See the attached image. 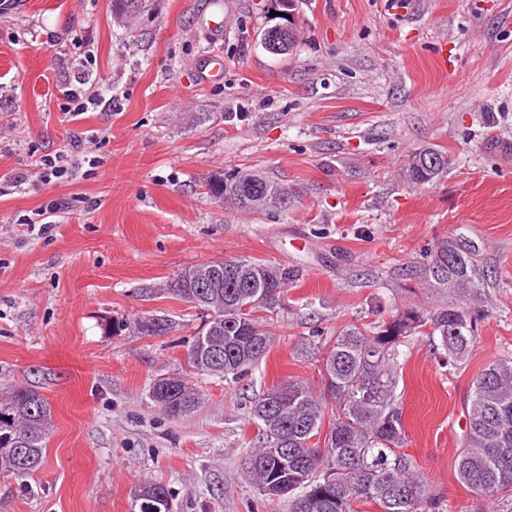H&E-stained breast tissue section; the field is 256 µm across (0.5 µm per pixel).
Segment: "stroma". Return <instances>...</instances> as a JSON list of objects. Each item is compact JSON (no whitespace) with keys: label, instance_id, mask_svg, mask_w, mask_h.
Instances as JSON below:
<instances>
[{"label":"stroma","instance_id":"stroma-1","mask_svg":"<svg viewBox=\"0 0 512 512\" xmlns=\"http://www.w3.org/2000/svg\"><path fill=\"white\" fill-rule=\"evenodd\" d=\"M223 2L217 40L210 0H149L130 27L112 0H0V388L35 385L53 416L42 469L0 475V512H130L147 479L172 512H287L244 469L252 399L287 380L322 392L302 338L430 305L422 272L445 238L486 271L485 317L460 370L427 337L404 346L407 451L444 512H512V495L479 499L454 468L473 379L512 356V0H296L283 56L261 45L268 0ZM213 53L224 74L200 83ZM82 70L113 101L72 121L64 91ZM425 147L448 170L415 185L406 164ZM46 154L76 162L71 181H30ZM244 170L297 194L253 212L210 192ZM57 203L53 230L26 231ZM240 256L296 273L260 312L272 346L241 381L196 377L204 404L167 418L149 385L180 371L202 315L147 290ZM152 314L172 333L106 329Z\"/></svg>","mask_w":512,"mask_h":512}]
</instances>
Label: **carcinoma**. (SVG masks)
<instances>
[{
    "label": "carcinoma",
    "instance_id": "carcinoma-1",
    "mask_svg": "<svg viewBox=\"0 0 512 512\" xmlns=\"http://www.w3.org/2000/svg\"><path fill=\"white\" fill-rule=\"evenodd\" d=\"M120 17H133L144 0H113ZM432 170L418 167L411 157L409 181L424 184L448 169V154L430 149ZM215 195L241 208L264 209L291 194L288 186L258 171L230 174L211 183ZM444 241L425 268L429 288L444 290V299L425 312L410 308L395 313L372 330L357 325L340 330L321 364L328 396L318 395L303 381L274 386L254 399L250 420L257 428L249 442L246 473L270 500L288 503V512H442L440 498L405 452L409 436L403 426L399 346L405 339L428 337L438 362L450 369L464 363L482 320L470 299L485 287L484 271L469 255L448 275ZM240 264L238 278L189 290L179 280L206 270ZM293 278L286 267L250 257L207 261L184 267L157 292L205 313L201 329L182 342L184 368L160 380L167 395L150 397L168 418L185 417L204 403L192 376L242 380L269 352L273 333L256 313L279 301ZM258 288L270 293L262 304L244 309V295ZM173 323L160 315L112 323V334L128 331L143 336L165 335ZM330 418H325L327 398ZM52 427V409L32 386L13 385L0 391V473L25 480L45 458ZM456 475L474 494L492 500L512 492V358L499 359L476 375L460 438ZM169 489L151 480L132 492L131 512L170 509Z\"/></svg>",
    "mask_w": 512,
    "mask_h": 512
}]
</instances>
